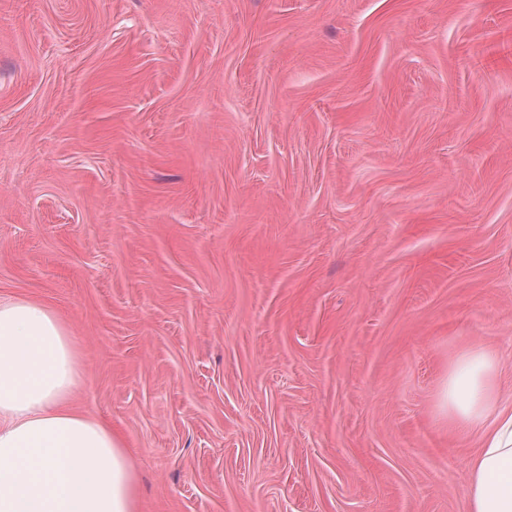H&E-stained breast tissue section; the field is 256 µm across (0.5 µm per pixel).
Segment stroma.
<instances>
[{
  "label": "stroma",
  "instance_id": "obj_1",
  "mask_svg": "<svg viewBox=\"0 0 512 512\" xmlns=\"http://www.w3.org/2000/svg\"><path fill=\"white\" fill-rule=\"evenodd\" d=\"M0 297L140 512H468L512 394V0H0ZM502 353L483 344L448 364L439 402L448 424L477 438L465 487L469 512H512V404L500 385Z\"/></svg>",
  "mask_w": 512,
  "mask_h": 512
}]
</instances>
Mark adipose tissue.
Here are the masks:
<instances>
[{
  "mask_svg": "<svg viewBox=\"0 0 512 512\" xmlns=\"http://www.w3.org/2000/svg\"><path fill=\"white\" fill-rule=\"evenodd\" d=\"M503 356L481 344L448 364L439 402L478 450L465 487L469 512H512V405ZM82 354L52 308L0 299V512H138L123 438L77 411Z\"/></svg>",
  "mask_w": 512,
  "mask_h": 512,
  "instance_id": "obj_1",
  "label": "adipose tissue"
}]
</instances>
